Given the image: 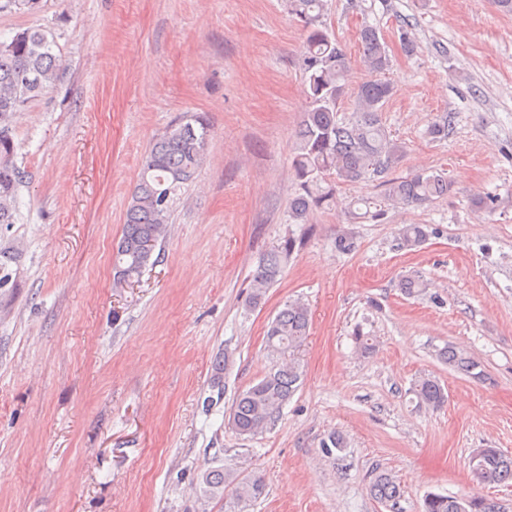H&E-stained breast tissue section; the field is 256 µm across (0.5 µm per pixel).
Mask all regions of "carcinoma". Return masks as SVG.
<instances>
[{
  "label": "carcinoma",
  "instance_id": "obj_1",
  "mask_svg": "<svg viewBox=\"0 0 512 512\" xmlns=\"http://www.w3.org/2000/svg\"><path fill=\"white\" fill-rule=\"evenodd\" d=\"M293 11L305 24L307 36L301 52V69L309 98L295 134L291 166L298 192L289 204L295 223L310 211L333 199V184L382 177L387 200L404 205H422L448 194V179L437 174H413L387 178L403 153L382 121V109L394 94L385 78L389 57L383 38L366 26L361 31L362 59L367 78L356 90V112L339 117L337 105L345 93L350 72L347 54L321 20L323 0H292ZM54 43L37 30L16 32L8 45L0 47V224L19 220L16 198L26 181L17 165L13 119L30 100L47 91L59 78L61 61ZM209 129L197 116L170 125L156 137L145 154L139 178L128 201L122 234L113 251L114 281L118 288L139 281L144 269L158 262L159 243L167 236L175 198L196 178L205 158ZM427 238L420 224H406L399 231L400 245L417 247ZM294 249L286 239L269 250L250 278L251 302L256 305L281 275ZM311 326L308 306L300 301L285 305L269 323L268 347L282 355L277 364L257 383L241 391L232 404L230 428L240 437H251L273 424L298 388L301 378L295 358ZM440 357L453 370L479 378V364L453 347ZM412 393L419 403L435 409L447 402L444 388L430 377L418 379ZM474 478L483 484L512 480V456L497 448H485L470 457ZM201 496L222 499L224 492L239 501H256L266 493L258 476L241 477L233 469L206 470L199 481ZM370 495L382 504H395L402 496L400 484L387 472H378L369 485ZM422 512H501L494 501L479 496L429 494Z\"/></svg>",
  "mask_w": 512,
  "mask_h": 512
}]
</instances>
